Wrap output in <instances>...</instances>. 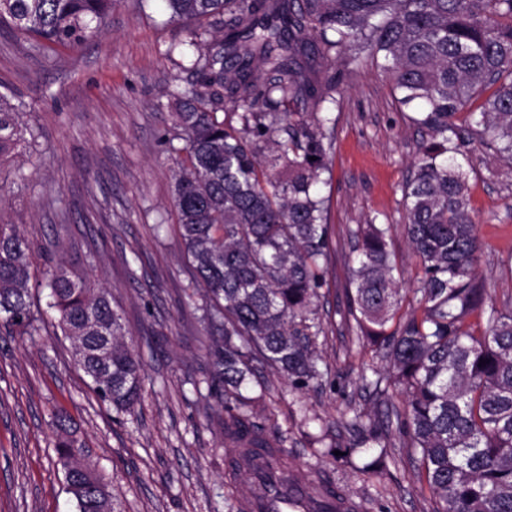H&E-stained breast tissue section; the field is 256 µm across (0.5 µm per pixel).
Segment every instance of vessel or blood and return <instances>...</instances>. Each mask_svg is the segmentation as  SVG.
Returning <instances> with one entry per match:
<instances>
[{
	"mask_svg": "<svg viewBox=\"0 0 512 512\" xmlns=\"http://www.w3.org/2000/svg\"><path fill=\"white\" fill-rule=\"evenodd\" d=\"M248 467L255 475V488L241 508L243 512H347L348 501L314 497L309 484L278 478L266 467L265 456L249 455Z\"/></svg>",
	"mask_w": 512,
	"mask_h": 512,
	"instance_id": "obj_1",
	"label": "vessel or blood"
}]
</instances>
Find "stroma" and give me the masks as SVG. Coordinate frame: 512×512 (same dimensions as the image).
<instances>
[{
  "instance_id": "obj_1",
  "label": "stroma",
  "mask_w": 512,
  "mask_h": 512,
  "mask_svg": "<svg viewBox=\"0 0 512 512\" xmlns=\"http://www.w3.org/2000/svg\"><path fill=\"white\" fill-rule=\"evenodd\" d=\"M183 36L164 0L143 7L121 0L96 38L48 53L29 50L0 26V92L22 101L20 120L38 134L35 145L17 149L13 167L26 180L0 187V215L37 238L35 280L53 261L103 283L144 365L140 404L119 413L98 401L64 336L0 338V512H75L53 447L58 408L73 418L113 512H236L250 492L246 476L232 485L225 476L236 447L211 411V339L173 202L175 161L165 139L179 70L166 50ZM338 96L322 187L331 225L317 302L324 333L310 340L329 378L301 390L255 364L267 389L252 420L279 442L290 471L314 484L333 480L365 512H432L433 498L404 450L382 473L357 475L308 440L324 424L347 445L352 436L341 420L348 406L376 404L355 384L375 354L352 340L341 319L349 230L374 216L401 223V189L420 139L375 66L345 75ZM461 163L482 245L478 274L501 308L512 299V164L477 139ZM91 245L97 257L88 256Z\"/></svg>"
}]
</instances>
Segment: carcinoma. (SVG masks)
Segmentation results:
<instances>
[{"label":"carcinoma","instance_id":"1","mask_svg":"<svg viewBox=\"0 0 512 512\" xmlns=\"http://www.w3.org/2000/svg\"><path fill=\"white\" fill-rule=\"evenodd\" d=\"M118 0H0V24L36 52L76 47L101 32ZM185 26L178 43L186 76L172 93L179 157L173 199L203 319L213 327L211 387L224 395V436L270 448L245 411L252 363L302 387H320L309 337L324 333L315 303L330 252L326 198L336 78L318 61L353 71L372 60L397 102L417 110L422 134L415 171L402 187V224L422 276L417 306L402 309L394 225L371 219L350 230L355 257L345 321L384 366L359 383L383 409L349 407L345 427L365 447L358 473L377 474L400 447L418 463L433 512H512V307L487 302L478 278L481 249L457 156L479 135L512 164V0H165ZM495 92L467 125L456 117L487 87ZM231 100L237 109L229 112ZM23 103L0 93V169L21 140ZM223 117H218V114ZM182 140L178 147L174 141ZM316 160H310V157ZM34 240L0 216V335L46 329ZM52 327L70 340L77 367L98 399L117 411L138 403L143 364L104 288L62 266L49 270ZM237 405H231V401ZM56 463L70 468V417L55 414ZM76 512H97L92 492L74 494Z\"/></svg>","mask_w":512,"mask_h":512}]
</instances>
